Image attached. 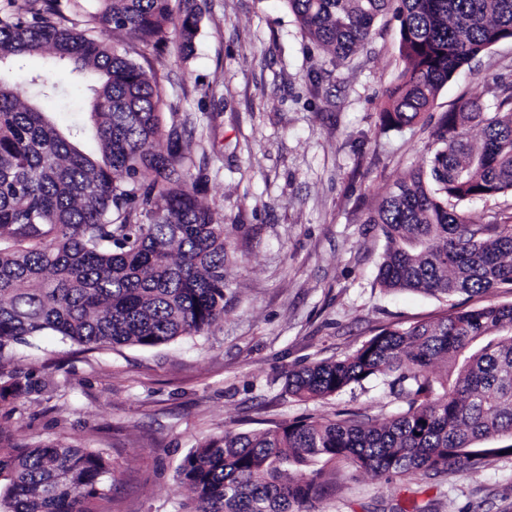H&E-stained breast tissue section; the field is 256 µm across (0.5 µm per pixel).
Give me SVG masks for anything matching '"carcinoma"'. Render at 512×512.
<instances>
[{"instance_id":"obj_1","label":"carcinoma","mask_w":512,"mask_h":512,"mask_svg":"<svg viewBox=\"0 0 512 512\" xmlns=\"http://www.w3.org/2000/svg\"><path fill=\"white\" fill-rule=\"evenodd\" d=\"M98 0L88 24L163 51L169 29L182 58L194 51L202 11L183 0ZM303 32L333 61L367 41L376 20L398 18L406 67L380 113L402 127L481 53L512 40V0H286ZM47 54L35 97L64 93L73 73L95 78L90 119L63 130L34 101L0 82V359L52 332L86 351L156 347L194 338L224 319V224L190 184L175 128L162 120L159 82L89 37L61 0L0 11V74ZM496 107L460 99L437 122L426 165L410 172L367 218L386 241L378 282L448 299L512 287V225L481 224L473 199L512 193V83L493 80ZM479 128L473 141L470 130ZM374 379L405 403L391 415L338 412L257 432L226 430L194 448L179 471L191 512H311L325 475L319 460L352 472L413 476L472 470L512 452V304L453 309L434 322L385 327L336 361L288 372L285 390L328 399ZM10 512H97L112 490L104 453L62 442L18 448L0 436Z\"/></svg>"}]
</instances>
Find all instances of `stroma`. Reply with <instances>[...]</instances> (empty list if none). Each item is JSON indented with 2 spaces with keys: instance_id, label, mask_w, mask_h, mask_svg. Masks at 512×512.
Listing matches in <instances>:
<instances>
[{
  "instance_id": "1",
  "label": "stroma",
  "mask_w": 512,
  "mask_h": 512,
  "mask_svg": "<svg viewBox=\"0 0 512 512\" xmlns=\"http://www.w3.org/2000/svg\"><path fill=\"white\" fill-rule=\"evenodd\" d=\"M189 59L177 33L155 54L125 34L95 31L158 74L163 119L176 128L202 204L224 223V319L204 335L153 348L85 353L48 333L18 347L9 372L26 390L0 400V431L18 445L61 441L103 450L112 492L100 512H187L177 480L187 454L227 429L251 431L341 410L397 411L382 380L328 400L284 391L290 370L337 359L378 329L430 321L450 307L512 303V289L445 301L390 293L377 282L384 239L366 221L395 182L425 164L442 113L500 76L512 41L480 54L430 112L385 129L379 113L404 68L398 23L380 17L367 44L338 67L301 31L286 0H203ZM90 93L70 75L42 100L64 126L86 120ZM339 474L314 512H512V455L461 472L407 478Z\"/></svg>"
}]
</instances>
